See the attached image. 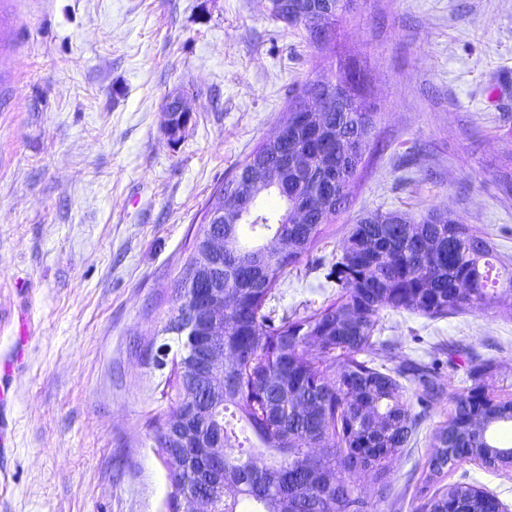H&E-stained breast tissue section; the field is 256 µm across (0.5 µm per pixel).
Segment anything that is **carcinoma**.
Listing matches in <instances>:
<instances>
[{
	"label": "carcinoma",
	"mask_w": 512,
	"mask_h": 512,
	"mask_svg": "<svg viewBox=\"0 0 512 512\" xmlns=\"http://www.w3.org/2000/svg\"><path fill=\"white\" fill-rule=\"evenodd\" d=\"M323 11V26L334 31L348 0H274L276 20L293 16L288 26L305 29L307 40L321 44L300 14L312 5ZM341 96L331 97L325 111L307 113L293 122V109L312 95H324L323 80H309L289 106L283 122L288 141L259 145L234 176L217 187L202 211L189 259L176 282L177 306L163 328L173 353L175 407L164 420L172 433L188 430L213 446L224 444V467L170 447V437L153 435L154 448L168 468L173 493H198L221 503V512H367L365 502L343 477L355 457L378 472L406 447L443 393L437 360L406 362L395 375L381 371L369 358L378 318L385 309L444 318L498 302L497 287L512 288V261L497 252L491 238L478 234L448 213L431 211L417 221L401 212L373 213L352 225L336 262L343 293L336 301L293 319L278 315L274 289L308 253L341 212L336 195L311 196L312 187L334 182L349 188L355 180L374 125L361 96V68L351 65L336 77ZM326 137L318 136V129ZM234 190L259 199L273 194L280 210L255 205L248 230L255 242L241 240L242 225L226 224L233 244L210 256L208 214L229 210ZM308 197L313 213L302 224L289 223L288 211ZM224 279V294L233 305L218 315L224 320V364L210 367L209 391L197 388L185 365L202 342L201 333L183 316L199 297L194 282L202 263ZM487 369L466 370V387L448 394V421L433 434L436 451L428 461L429 478L480 454L483 465L512 452L496 436L512 424V398L499 400L486 387ZM416 385L422 410L412 413L402 380ZM323 451L312 460L310 441ZM493 499L474 487L443 486L422 505V512H492Z\"/></svg>",
	"instance_id": "obj_1"
}]
</instances>
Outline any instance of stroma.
<instances>
[{
    "label": "stroma",
    "mask_w": 512,
    "mask_h": 512,
    "mask_svg": "<svg viewBox=\"0 0 512 512\" xmlns=\"http://www.w3.org/2000/svg\"><path fill=\"white\" fill-rule=\"evenodd\" d=\"M347 63L366 74L374 128L345 210L276 289L294 319L336 297L341 242L367 213L444 210L512 258V0H357L324 46L267 0H0V512H167L152 435L174 402L150 346L201 210L302 85ZM176 90L192 118L172 137ZM380 322L392 348L376 365L442 358L453 393L471 352L489 390L512 392L505 309ZM447 418L436 404L385 471L347 473L368 512H416ZM444 481L512 512V468L461 463Z\"/></svg>",
    "instance_id": "1"
}]
</instances>
